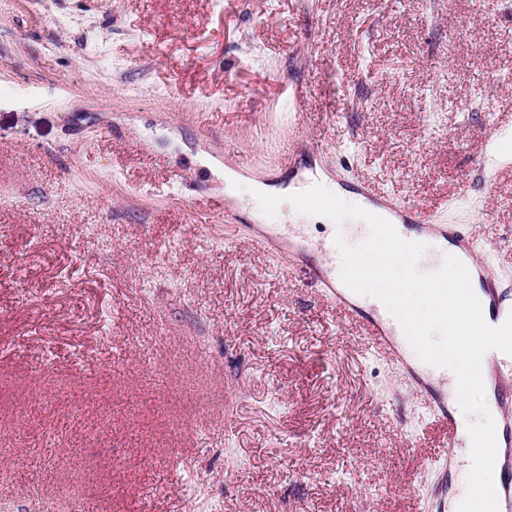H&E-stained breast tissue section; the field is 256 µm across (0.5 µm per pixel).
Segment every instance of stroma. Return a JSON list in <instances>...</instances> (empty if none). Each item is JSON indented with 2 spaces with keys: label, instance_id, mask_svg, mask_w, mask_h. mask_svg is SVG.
<instances>
[{
  "label": "stroma",
  "instance_id": "1",
  "mask_svg": "<svg viewBox=\"0 0 512 512\" xmlns=\"http://www.w3.org/2000/svg\"><path fill=\"white\" fill-rule=\"evenodd\" d=\"M491 132L512 152V0H0V512H415L453 488L408 380L306 261L243 235L224 172L284 188L321 142L341 187L472 226L512 274Z\"/></svg>",
  "mask_w": 512,
  "mask_h": 512
}]
</instances>
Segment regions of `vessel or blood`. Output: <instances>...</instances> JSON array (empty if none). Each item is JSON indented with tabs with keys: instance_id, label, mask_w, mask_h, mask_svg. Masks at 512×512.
Instances as JSON below:
<instances>
[{
	"instance_id": "obj_1",
	"label": "vessel or blood",
	"mask_w": 512,
	"mask_h": 512,
	"mask_svg": "<svg viewBox=\"0 0 512 512\" xmlns=\"http://www.w3.org/2000/svg\"><path fill=\"white\" fill-rule=\"evenodd\" d=\"M355 189L365 202L382 207L389 213L391 225L403 239L412 241L425 236L445 240L457 248L459 254L470 263L473 277L484 294L488 304L485 318L488 325L500 326L512 315V283L498 274L491 257L480 256L479 243L474 234L465 232L457 224L431 223L429 216L419 208L392 200L367 180H358ZM254 240L282 256L294 251L313 250L319 253V260L310 263L309 273L319 283L325 300L360 320L372 348L399 371L409 373L408 347L402 336L401 324L383 303L376 302L365 309L354 299L352 290L341 280L342 264L334 240L326 238L311 245L306 243L303 236L273 226L255 235ZM481 367L487 384L496 395L501 413L495 468L501 476V507L503 512H512V355L498 350L487 351ZM435 373L443 383L442 388L420 387L419 396L425 402L430 417L442 430L444 448L434 464L443 470L453 466L455 450L461 446L464 435L461 422L448 407V393L444 389L445 384L456 383L457 378L447 368H436Z\"/></svg>"
}]
</instances>
